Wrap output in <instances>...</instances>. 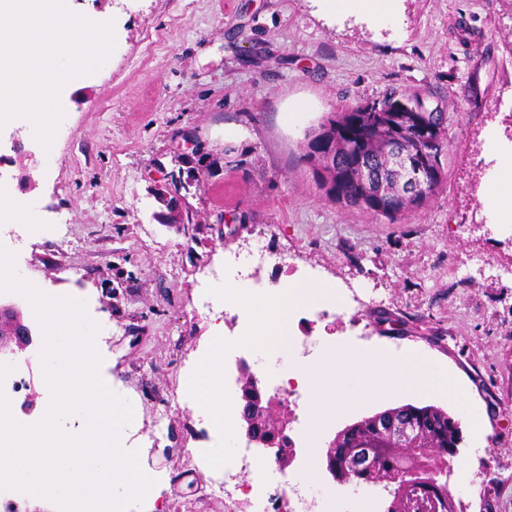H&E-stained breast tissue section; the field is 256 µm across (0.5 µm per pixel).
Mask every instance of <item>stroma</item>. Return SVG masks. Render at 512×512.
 <instances>
[{"label":"stroma","mask_w":512,"mask_h":512,"mask_svg":"<svg viewBox=\"0 0 512 512\" xmlns=\"http://www.w3.org/2000/svg\"><path fill=\"white\" fill-rule=\"evenodd\" d=\"M70 10L112 20L116 48L97 73L70 81L69 136L46 166L36 140L0 129V145L24 144L0 180L17 185L34 226L24 245L27 280L85 300L101 327L102 376L130 400L136 423L123 447L153 472L154 496L130 512H224L209 476L188 462L200 415L182 392L184 372L211 344L193 309L226 254L262 241L299 266L296 285L359 288L358 320H316L313 335L362 352L414 355L444 370L478 416L461 421L448 491L463 512H512V221L490 220L481 199L486 147L512 150V0H395L392 22L356 11L331 16L320 0H67ZM421 95L448 114L445 178L400 222L330 200L316 185L305 145L329 113L381 98ZM308 110L295 123L288 111ZM195 132L196 183L185 194L193 240L159 224L153 185L183 168L177 137ZM247 173L224 165L225 148ZM65 217L68 237L51 226ZM499 271L486 270L487 262ZM171 395L167 429L152 437L156 395ZM458 415L456 398L393 394L365 399L333 420L322 444L347 426L401 406ZM311 495L341 512H387L383 485L334 482L288 467Z\"/></svg>","instance_id":"stroma-1"}]
</instances>
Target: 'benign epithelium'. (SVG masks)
<instances>
[{"label": "benign epithelium", "mask_w": 512, "mask_h": 512, "mask_svg": "<svg viewBox=\"0 0 512 512\" xmlns=\"http://www.w3.org/2000/svg\"><path fill=\"white\" fill-rule=\"evenodd\" d=\"M377 112H390L400 120L401 112H440L422 99L409 103L396 101L388 106H375ZM427 187V180L420 171L408 172L395 189L394 195L413 207L421 199L420 192ZM0 316L11 322L9 331L0 336V355L19 356L37 339L34 330L24 322L14 303L0 302ZM233 379L240 409L239 431L257 448H276L275 461L282 469L295 459V452L288 447V422L275 412L277 402L268 397L244 358L235 359ZM456 428L451 417L437 409L404 411L388 409L366 417L338 433L325 452L326 469L333 480L342 482L349 475L357 482L372 483L380 480L378 460L382 449L402 452L406 448H436L446 439L444 428ZM403 487L415 490V496L406 502L410 512H455L456 503L439 482L431 481L416 468L402 472Z\"/></svg>", "instance_id": "benign-epithelium-1"}]
</instances>
